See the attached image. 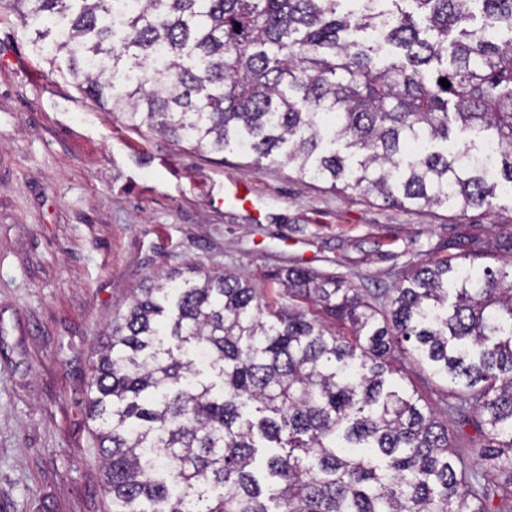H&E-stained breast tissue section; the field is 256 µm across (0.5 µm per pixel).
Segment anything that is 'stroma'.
<instances>
[{
  "mask_svg": "<svg viewBox=\"0 0 512 512\" xmlns=\"http://www.w3.org/2000/svg\"><path fill=\"white\" fill-rule=\"evenodd\" d=\"M0 6V512H108L86 416L93 356L116 310L173 268L247 274L308 266L376 290L458 253L495 211H405L301 177L285 161L132 129L42 60ZM239 183L248 204L225 202Z\"/></svg>",
  "mask_w": 512,
  "mask_h": 512,
  "instance_id": "obj_1",
  "label": "stroma"
}]
</instances>
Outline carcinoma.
Here are the masks:
<instances>
[{"instance_id": "1", "label": "carcinoma", "mask_w": 512, "mask_h": 512, "mask_svg": "<svg viewBox=\"0 0 512 512\" xmlns=\"http://www.w3.org/2000/svg\"><path fill=\"white\" fill-rule=\"evenodd\" d=\"M8 3L135 129L403 210L512 196V0ZM461 247L370 299L287 269L286 310L241 274L154 276L91 366L109 512H512V223L500 266L477 235ZM467 426L501 481L455 451ZM401 375V378L399 376L397 378L409 390H416L432 404L437 401L440 387L435 378H431L426 372L415 371L409 362H405Z\"/></svg>"}]
</instances>
